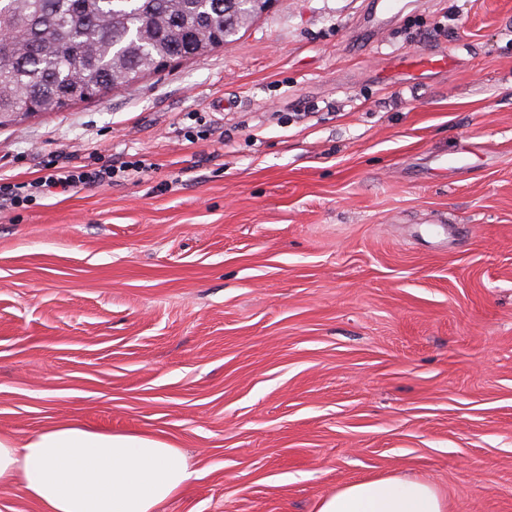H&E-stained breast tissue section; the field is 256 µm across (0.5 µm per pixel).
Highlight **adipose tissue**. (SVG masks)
Returning <instances> with one entry per match:
<instances>
[{"mask_svg":"<svg viewBox=\"0 0 512 512\" xmlns=\"http://www.w3.org/2000/svg\"><path fill=\"white\" fill-rule=\"evenodd\" d=\"M195 471L176 445L140 434L61 422L25 439L0 432V487L43 512H163ZM318 512H446L430 484L407 477L357 480L324 497Z\"/></svg>","mask_w":512,"mask_h":512,"instance_id":"adipose-tissue-1","label":"adipose tissue"}]
</instances>
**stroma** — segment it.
I'll use <instances>...</instances> for the list:
<instances>
[{
  "mask_svg": "<svg viewBox=\"0 0 512 512\" xmlns=\"http://www.w3.org/2000/svg\"><path fill=\"white\" fill-rule=\"evenodd\" d=\"M366 9L271 0L206 57L0 127L13 183L149 165L0 210V431L170 439L196 477L166 512L394 475L512 512V0L373 34Z\"/></svg>",
  "mask_w": 512,
  "mask_h": 512,
  "instance_id": "35a3bbf8",
  "label": "stroma"
}]
</instances>
